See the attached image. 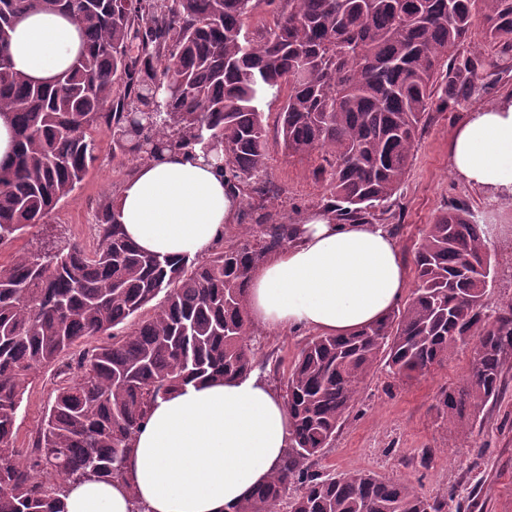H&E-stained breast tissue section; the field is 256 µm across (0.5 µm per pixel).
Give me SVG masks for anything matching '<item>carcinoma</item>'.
Listing matches in <instances>:
<instances>
[{"label":"carcinoma","instance_id":"1","mask_svg":"<svg viewBox=\"0 0 512 512\" xmlns=\"http://www.w3.org/2000/svg\"><path fill=\"white\" fill-rule=\"evenodd\" d=\"M0 0V115L15 128L0 161V245L45 223L97 159H149L172 147L224 162L235 191L264 171L262 105L287 95L277 135L288 156L316 155L329 175V209L366 221L403 184L419 124L433 104L457 99L477 63L457 52L474 19L512 47V0ZM273 26L250 33L261 6ZM71 17L82 48L52 82L13 70L6 30L31 11ZM293 225L240 224V244L206 260L136 248L102 209L94 250L46 244L0 266V512H66L77 481L120 479L147 409L190 382L231 379L256 367L246 312L250 274L290 241ZM407 305L347 336H315L289 368L284 400L292 438L280 465L233 512H442L412 483L369 470L313 469L383 364L410 380L448 352L475 344L465 386L443 392L438 412L466 429L503 391L512 352V300L483 313L495 269L476 215L454 205L430 225L414 255ZM132 325L76 361L32 447L16 445V420L32 375L58 366L88 339Z\"/></svg>","mask_w":512,"mask_h":512}]
</instances>
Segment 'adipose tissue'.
I'll return each mask as SVG.
<instances>
[{"instance_id":"1","label":"adipose tissue","mask_w":512,"mask_h":512,"mask_svg":"<svg viewBox=\"0 0 512 512\" xmlns=\"http://www.w3.org/2000/svg\"><path fill=\"white\" fill-rule=\"evenodd\" d=\"M13 67L36 80L63 72L80 32L56 12H31L7 32ZM449 167L491 198L512 197V97L470 113L448 149ZM238 201L221 165L169 148L138 165L112 201L121 233L142 251L203 257L235 223ZM407 270L387 225L322 212L253 269L252 324L344 336L379 321L406 295ZM291 441L288 409L258 375L191 383L151 406L132 439L125 480L74 486L67 512H233L262 485Z\"/></svg>"}]
</instances>
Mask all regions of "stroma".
<instances>
[{
	"instance_id": "35a3bbf8",
	"label": "stroma",
	"mask_w": 512,
	"mask_h": 512,
	"mask_svg": "<svg viewBox=\"0 0 512 512\" xmlns=\"http://www.w3.org/2000/svg\"><path fill=\"white\" fill-rule=\"evenodd\" d=\"M459 53L493 59L495 66L480 71L465 100L430 110L403 187L376 220L389 225L410 267L421 237L436 217L451 204L469 206L482 223L493 227L489 249L495 276L485 296L486 311L492 314L512 300V198L493 202L460 182L448 164V145L469 112L512 95V51L488 43L482 23L477 22ZM96 154L97 161L79 187L58 204L46 223L0 245V265H9L16 255L36 251L48 241L96 247V213L137 164L132 157L113 159L112 141L106 135L98 136ZM319 166L317 157H291L279 143H271L265 173L242 184L238 193V223L253 224L267 215L275 222L299 224L325 210L328 192ZM311 336L308 330L255 328L257 370L274 391H282L283 369ZM473 356L472 345L457 347L442 365L411 381L395 378L384 368L375 371L315 470L363 469L411 482L428 497L447 499V512H512V378L467 433L449 428L437 411L442 392L466 381ZM58 383L56 367L35 373L16 422L18 447H31Z\"/></svg>"
}]
</instances>
